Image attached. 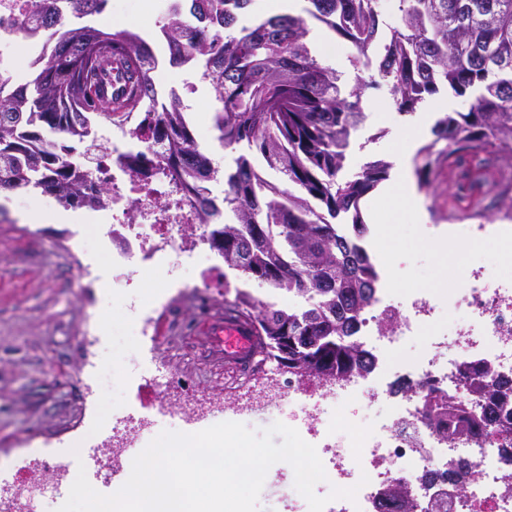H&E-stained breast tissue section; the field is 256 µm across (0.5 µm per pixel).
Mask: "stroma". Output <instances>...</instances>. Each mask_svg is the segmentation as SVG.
<instances>
[{"mask_svg": "<svg viewBox=\"0 0 512 512\" xmlns=\"http://www.w3.org/2000/svg\"><path fill=\"white\" fill-rule=\"evenodd\" d=\"M64 25H86L106 31L128 28L149 32V42L160 64L153 74L160 97H167L180 79L197 83L183 106L201 149L216 163L230 162L232 150L217 139L212 124L211 95L192 66L171 67L168 49L158 26L141 18L140 10L124 15L112 8L82 19L65 15ZM398 130L386 120H367L358 132L349 157V171H358L369 158L390 159L389 147ZM472 178H449L439 169L431 186L420 196L430 225L454 222L463 227L471 214L467 198ZM11 209L0 212V483L13 484L33 448H78L80 456L97 450L113 421L137 410L131 393L101 399L93 383L99 361L97 336L121 334L137 319L136 308L153 304L169 293L170 282L198 279L200 270L190 263L174 265L170 277L148 282L144 275L126 279L113 267L112 243L94 224L96 242L85 249L83 233L75 224L39 225V237L29 234ZM109 264L106 283L79 275L90 254ZM181 321L163 330L160 354L150 374L171 386L172 401L194 405L215 395L246 401L263 389V382L245 384L242 373L214 360L194 329L203 312L195 301H179Z\"/></svg>", "mask_w": 512, "mask_h": 512, "instance_id": "obj_1", "label": "stroma"}]
</instances>
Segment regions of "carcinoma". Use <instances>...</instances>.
<instances>
[{
    "label": "carcinoma",
    "mask_w": 512,
    "mask_h": 512,
    "mask_svg": "<svg viewBox=\"0 0 512 512\" xmlns=\"http://www.w3.org/2000/svg\"><path fill=\"white\" fill-rule=\"evenodd\" d=\"M108 0H40L43 26L54 28L32 72L0 89V188H49L58 203L82 207L84 185L58 158L69 147L36 140L44 130L76 144L96 143V121L131 112L162 124L164 162L189 192L219 170L202 150L174 91L158 99L151 45L125 30L63 27L64 13L103 12ZM307 17L254 14L255 0H169L160 24L170 65L200 66L215 103L213 127L226 148L242 146L224 171V214L214 246L224 266L270 294L303 306L265 302L236 289L227 309L254 319L264 359L319 376H347L372 365L355 339L379 273L361 241L368 232L360 202L388 175L382 159L346 175L353 140L367 120L363 97L384 87L398 112L413 113L447 89L470 99L448 112L423 147L419 182L445 160L457 165L484 152L512 168V0H395L389 34L379 36L378 0H307ZM325 24L355 49L358 74L344 77L313 54L306 18ZM118 59L129 93L97 103L92 85ZM258 155L286 187L267 180ZM472 396L487 403L474 418L453 402L429 404L425 416L448 436L488 433L496 410L512 402L484 364L473 367Z\"/></svg>",
    "instance_id": "obj_1"
}]
</instances>
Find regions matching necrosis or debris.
<instances>
[{
	"label": "necrosis or debris",
	"mask_w": 512,
	"mask_h": 512,
	"mask_svg": "<svg viewBox=\"0 0 512 512\" xmlns=\"http://www.w3.org/2000/svg\"><path fill=\"white\" fill-rule=\"evenodd\" d=\"M40 18L39 0H0V75H25L40 52L29 37ZM163 151L155 133L126 123L102 134L92 167L73 170L84 178L89 210L105 217L119 260L143 267L174 254L208 260L212 227L224 221V193L207 185L217 211L201 223L193 195L173 192L159 165ZM357 339L372 357L369 370L324 383L291 378L254 404L216 399L187 409L157 394L144 403L139 425L153 426L157 415L190 423L219 412L242 422L258 407L280 415L316 447L326 472L317 495L357 487L355 500H330L324 512H401L383 502L395 484L408 490L417 512H512V464L501 458L512 431L451 440L423 414L440 397L466 403L460 384L466 363L512 377V282L480 260L444 298L377 289ZM414 344L417 355L400 359ZM452 459L471 465L458 488L442 479Z\"/></svg>",
	"instance_id": "1"
}]
</instances>
